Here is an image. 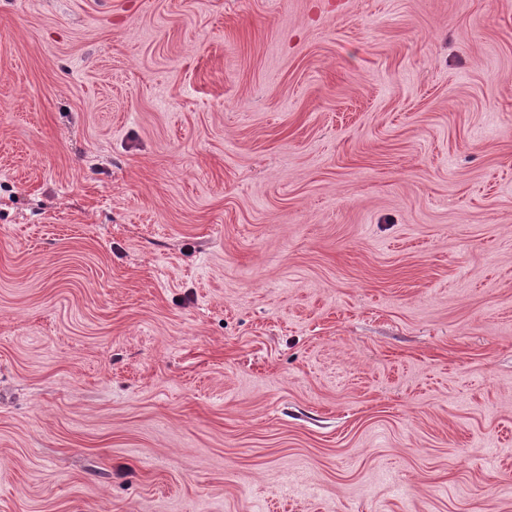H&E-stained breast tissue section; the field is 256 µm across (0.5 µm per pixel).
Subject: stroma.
Here are the masks:
<instances>
[{
	"label": "stroma",
	"mask_w": 512,
	"mask_h": 512,
	"mask_svg": "<svg viewBox=\"0 0 512 512\" xmlns=\"http://www.w3.org/2000/svg\"><path fill=\"white\" fill-rule=\"evenodd\" d=\"M0 512H512V0H0Z\"/></svg>",
	"instance_id": "stroma-1"
}]
</instances>
